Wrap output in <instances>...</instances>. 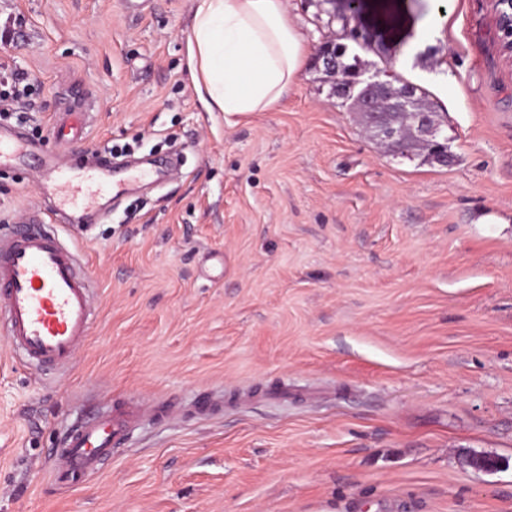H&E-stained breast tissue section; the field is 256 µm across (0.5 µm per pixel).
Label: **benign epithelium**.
I'll return each mask as SVG.
<instances>
[{
    "label": "benign epithelium",
    "instance_id": "benign-epithelium-1",
    "mask_svg": "<svg viewBox=\"0 0 512 512\" xmlns=\"http://www.w3.org/2000/svg\"><path fill=\"white\" fill-rule=\"evenodd\" d=\"M343 8L336 13L347 18L359 16L363 0H318V4H336ZM493 19L499 33L501 50L512 60V0H492ZM335 44L323 43L315 57V64L323 65L324 72L336 71L333 57ZM364 71L355 70L349 78L353 90L351 111L361 119L368 120L381 146L390 151L398 143L407 149L418 144H428L431 150L448 157V138L443 135V119L437 112H423L416 106L413 88L405 87L394 93L390 81L376 72L363 77Z\"/></svg>",
    "mask_w": 512,
    "mask_h": 512
}]
</instances>
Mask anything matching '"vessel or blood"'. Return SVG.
I'll list each match as a JSON object with an SVG mask.
<instances>
[{
  "label": "vessel or blood",
  "mask_w": 512,
  "mask_h": 512,
  "mask_svg": "<svg viewBox=\"0 0 512 512\" xmlns=\"http://www.w3.org/2000/svg\"><path fill=\"white\" fill-rule=\"evenodd\" d=\"M87 119L84 112L68 113L56 125L55 138L78 142ZM27 154L39 155L41 167L55 174L60 183L71 182L58 158L42 153L22 129L0 130V163ZM43 222L41 214H34L28 223L0 238V316L7 321L11 344L21 348L32 363L41 368H65L89 333V282L76 255L44 231ZM133 417V412L122 410L87 420L72 430L56 454L57 480L74 486L99 471Z\"/></svg>",
  "instance_id": "b4317fda"
}]
</instances>
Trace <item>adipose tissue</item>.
<instances>
[{"label": "adipose tissue", "instance_id": "ef3b65f1", "mask_svg": "<svg viewBox=\"0 0 512 512\" xmlns=\"http://www.w3.org/2000/svg\"><path fill=\"white\" fill-rule=\"evenodd\" d=\"M304 55V36L284 0H195L187 65L206 111L273 109Z\"/></svg>", "mask_w": 512, "mask_h": 512}]
</instances>
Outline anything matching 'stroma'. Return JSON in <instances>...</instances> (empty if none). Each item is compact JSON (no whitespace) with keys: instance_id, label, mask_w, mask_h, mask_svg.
<instances>
[{"instance_id":"1","label":"stroma","mask_w":512,"mask_h":512,"mask_svg":"<svg viewBox=\"0 0 512 512\" xmlns=\"http://www.w3.org/2000/svg\"><path fill=\"white\" fill-rule=\"evenodd\" d=\"M286 5L306 63L274 109L235 116L198 101L193 0H0V69L32 102L8 126L75 169L181 155L104 188L89 224L36 160L0 165V232L47 210L93 309L69 369L0 328V512H512V64L490 2L393 6L448 13L408 70ZM328 40L423 89L452 162L381 153L315 65ZM79 97L70 147L52 126ZM124 406L141 415L111 460L58 484L68 430Z\"/></svg>"}]
</instances>
